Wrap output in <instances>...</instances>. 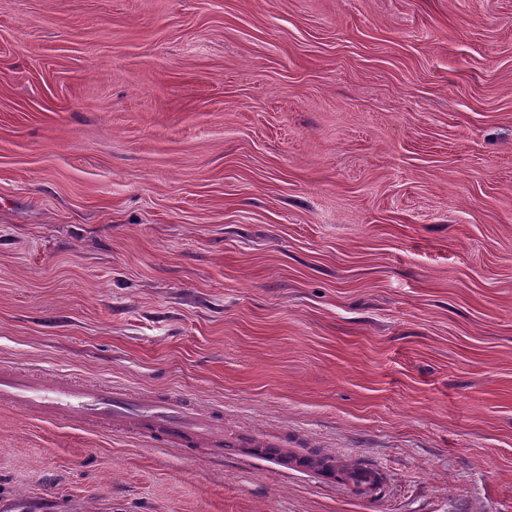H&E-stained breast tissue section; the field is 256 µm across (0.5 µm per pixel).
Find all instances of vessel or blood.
<instances>
[{"mask_svg": "<svg viewBox=\"0 0 512 512\" xmlns=\"http://www.w3.org/2000/svg\"><path fill=\"white\" fill-rule=\"evenodd\" d=\"M0 407L22 409L43 422L75 421L91 431L107 426L175 448L224 450L222 419L178 391L148 396L126 387L91 385L57 369L1 366Z\"/></svg>", "mask_w": 512, "mask_h": 512, "instance_id": "1", "label": "vessel or blood"}]
</instances>
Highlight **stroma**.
Listing matches in <instances>:
<instances>
[{
  "mask_svg": "<svg viewBox=\"0 0 512 512\" xmlns=\"http://www.w3.org/2000/svg\"><path fill=\"white\" fill-rule=\"evenodd\" d=\"M224 410L0 408V512H512V0H0V365ZM0 407L22 409L42 422L77 421L90 431L111 427L175 448H214L224 454V422L179 391L147 396L139 390L91 385L58 369L0 367Z\"/></svg>",
  "mask_w": 512,
  "mask_h": 512,
  "instance_id": "stroma-1",
  "label": "stroma"
}]
</instances>
